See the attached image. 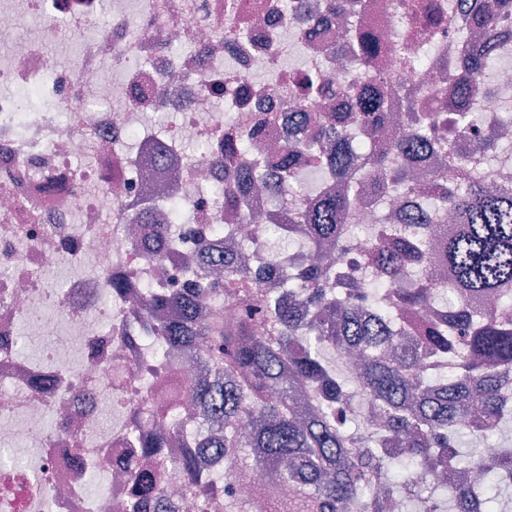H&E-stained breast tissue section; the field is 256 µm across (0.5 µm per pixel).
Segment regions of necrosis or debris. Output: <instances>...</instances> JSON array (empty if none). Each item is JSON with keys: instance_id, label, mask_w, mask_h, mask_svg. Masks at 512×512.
Wrapping results in <instances>:
<instances>
[{"instance_id": "4bbe7bcc", "label": "necrosis or debris", "mask_w": 512, "mask_h": 512, "mask_svg": "<svg viewBox=\"0 0 512 512\" xmlns=\"http://www.w3.org/2000/svg\"><path fill=\"white\" fill-rule=\"evenodd\" d=\"M325 0L296 15L282 0H0V512H119L127 493L122 465L130 440L169 423V402L184 396L188 366L159 361L133 333L144 284L189 282L176 259L148 258L142 232L116 223L148 199L181 224L182 247L196 249L210 225L227 223L211 194L222 185L224 109L277 112L300 69L351 84L363 73L325 49ZM45 19L79 37L74 64L60 65L17 37L20 17ZM248 25L224 40V20ZM104 27H97L99 18ZM311 33L314 51L287 67V34ZM512 66L472 100L483 130H498ZM169 113L173 152L165 169L134 162L129 136L138 117ZM492 186L512 189V163L495 162L481 138L463 151ZM74 270L50 289L65 265ZM128 282L133 300L113 298L109 276ZM47 342L43 356L20 351L22 330ZM51 377L55 387L37 390ZM149 402L152 420L134 427L132 407ZM182 438L164 448V494L193 500L178 461Z\"/></svg>"}]
</instances>
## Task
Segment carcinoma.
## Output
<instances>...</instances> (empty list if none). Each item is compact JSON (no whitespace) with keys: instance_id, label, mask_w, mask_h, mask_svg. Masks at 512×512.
<instances>
[{"instance_id":"obj_1","label":"carcinoma","mask_w":512,"mask_h":512,"mask_svg":"<svg viewBox=\"0 0 512 512\" xmlns=\"http://www.w3.org/2000/svg\"><path fill=\"white\" fill-rule=\"evenodd\" d=\"M326 0L334 18L351 2ZM423 19L411 32L421 52L404 55L411 72L434 69V46L454 23L427 0H397ZM482 39L465 46L460 72L448 68L450 101L427 112L413 92L394 100L384 78L354 88L308 72L290 97L288 137L263 162L249 155L276 112H252L224 121V211L247 214L256 183L280 204V221L257 227L239 252H220L209 241L183 257L197 278L191 289L167 288L147 301L144 335L161 336L164 355L189 358L201 374L190 379L185 403L197 433L179 462L199 495L221 481L199 483L196 458L208 454L249 480L259 468L288 485L286 498L263 486L246 498L225 494L227 512H387L396 497L411 512H512V448L498 433L512 422V189H490L480 170L455 158V141L479 121L470 106L473 83L495 74L497 55L484 46L512 23V0H482L469 10ZM375 25L349 40L363 68L377 65ZM336 96V108L319 99ZM406 112L408 126L384 141L389 110ZM446 151L456 181L429 173L430 205L407 215L399 231L386 230L366 248L349 245L360 205L405 199L421 192L413 164L433 146ZM368 153L357 174L352 151ZM325 173L317 196L303 198L299 171ZM451 210L455 223H440ZM122 219L148 227L149 257L177 249L181 228L153 224L150 207L134 202ZM277 231L336 263L305 264L288 272V257H269L256 246ZM224 268V280L203 275ZM358 389L377 404V421L349 398ZM168 427L143 447L155 456L173 436ZM500 449L489 458L485 449ZM127 512H143L161 498V471L127 472Z\"/></svg>"}]
</instances>
